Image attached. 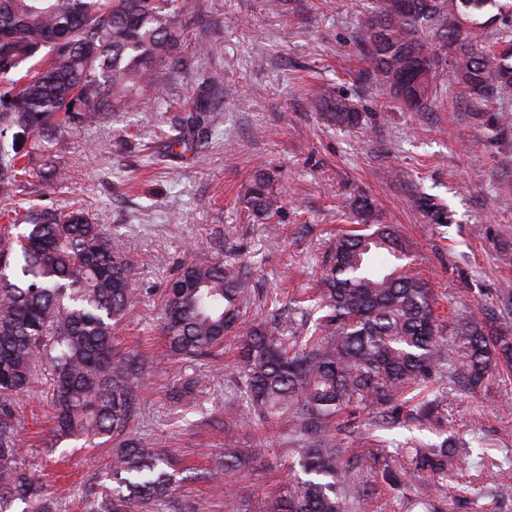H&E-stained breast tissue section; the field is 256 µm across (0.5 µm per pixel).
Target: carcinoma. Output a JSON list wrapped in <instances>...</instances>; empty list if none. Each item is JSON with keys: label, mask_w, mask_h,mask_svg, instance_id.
Wrapping results in <instances>:
<instances>
[{"label": "carcinoma", "mask_w": 512, "mask_h": 512, "mask_svg": "<svg viewBox=\"0 0 512 512\" xmlns=\"http://www.w3.org/2000/svg\"><path fill=\"white\" fill-rule=\"evenodd\" d=\"M375 0L374 20L359 38L371 76L417 111L436 98L437 68H453L473 103L512 89V18L498 6L493 45L464 37L478 12L496 0ZM179 0H0V204L32 186L60 185L67 175L64 137L115 111L137 109L162 69L184 65L188 25ZM214 76L204 75L180 117L175 143L208 139ZM261 214L274 212L267 180L247 191ZM406 244L389 225L337 236L332 264L312 294L289 299L301 313L297 333L272 316L246 327V266L209 262L185 251L161 294L162 334L179 359L216 357L238 333L237 388L269 425L288 421L286 440L297 481L257 502L253 512H365L371 490L356 474L375 460L350 453L360 421L385 424L390 404L407 394L421 413L432 388L476 389L498 363L512 361V336L489 335L459 318L450 335L433 308L432 289L397 260ZM132 248L80 210L32 205L0 228V512H58L35 470L18 465L15 403L38 371H49L46 400L52 439L110 445L103 479L91 482L80 512H176L179 458L136 430L143 418L147 359L119 347L116 328L140 303ZM258 448H224L208 479L222 485L250 467Z\"/></svg>", "instance_id": "cac0c4a2"}]
</instances>
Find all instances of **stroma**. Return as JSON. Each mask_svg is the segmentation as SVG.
<instances>
[{
  "mask_svg": "<svg viewBox=\"0 0 512 512\" xmlns=\"http://www.w3.org/2000/svg\"><path fill=\"white\" fill-rule=\"evenodd\" d=\"M373 2L188 0V16L206 38L195 45L192 66L165 72L156 92L180 108L199 73L217 72L211 140L172 149L171 114L146 106L116 112L69 136L68 178L45 192L44 204L82 209L133 244L142 302L117 339L149 357L141 432L201 469L228 444L261 451L220 498L205 479L181 481L182 512L208 499L212 512H247L287 482L291 464L286 425L248 416L237 399V334L225 338L218 362L180 361L166 348L158 292L187 247L205 261L219 246L225 260L248 261L251 301L242 319L258 322L314 291L332 242L363 200L370 223L398 226L443 319L471 316L485 329L512 333V94L475 111L452 66L443 65L442 102L421 112L399 107L369 78L358 51ZM339 99L359 112L358 124L333 118L328 105ZM258 177L269 180L278 201L269 219L246 202ZM426 194L445 207L447 223L425 208ZM47 378L40 373L17 406L25 422L22 461L48 474L60 512H78L108 451L74 440L46 448ZM187 383L193 394L176 400ZM433 395L429 415L410 401L391 427L362 426V437L382 443L378 461L358 475L374 492L368 512H512V498L486 491L512 486V378L473 391L449 388L443 377ZM233 401L244 418L226 429L224 407ZM443 445L444 469L417 466L419 455Z\"/></svg>",
  "mask_w": 512,
  "mask_h": 512,
  "instance_id": "obj_1",
  "label": "stroma"
}]
</instances>
